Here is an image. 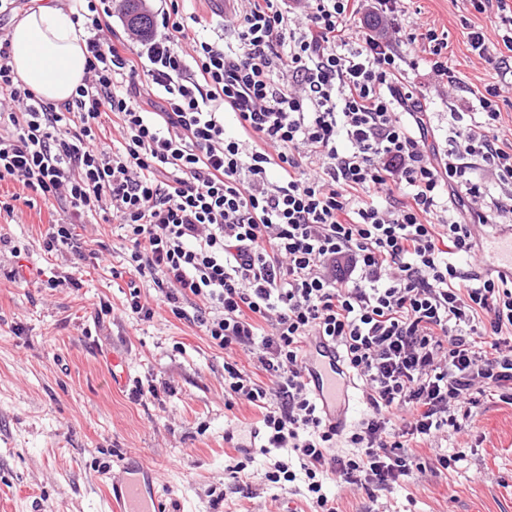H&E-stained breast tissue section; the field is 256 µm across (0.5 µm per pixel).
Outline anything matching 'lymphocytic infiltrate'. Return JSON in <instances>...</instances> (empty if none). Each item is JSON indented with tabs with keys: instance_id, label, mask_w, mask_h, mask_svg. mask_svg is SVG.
<instances>
[{
	"instance_id": "obj_1",
	"label": "lymphocytic infiltrate",
	"mask_w": 512,
	"mask_h": 512,
	"mask_svg": "<svg viewBox=\"0 0 512 512\" xmlns=\"http://www.w3.org/2000/svg\"><path fill=\"white\" fill-rule=\"evenodd\" d=\"M73 2L87 68L63 103L16 81L0 33V182L67 205L45 250L77 252L74 225L111 216L130 274L150 276L216 346L255 354L268 386L228 362L224 392L262 408L265 448L298 459L275 461L269 480L304 476L317 512H336L327 480L410 479V442L456 427L474 391L512 383V277L452 261L475 252L478 228L512 232V203L487 208L491 188L468 164L512 181L502 83L474 92L443 154L406 73L424 63L454 89L463 81L443 56L447 33L422 29L404 0H234L232 47L190 26L178 0L141 42L114 39L112 0ZM359 14L372 33L354 31ZM419 39L423 58L409 57L403 42ZM109 114L119 138L101 131ZM320 340L372 409L349 456L304 378Z\"/></svg>"
}]
</instances>
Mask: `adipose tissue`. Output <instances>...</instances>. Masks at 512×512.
Returning a JSON list of instances; mask_svg holds the SVG:
<instances>
[{
    "label": "adipose tissue",
    "instance_id": "ef3b65f1",
    "mask_svg": "<svg viewBox=\"0 0 512 512\" xmlns=\"http://www.w3.org/2000/svg\"><path fill=\"white\" fill-rule=\"evenodd\" d=\"M11 58L18 78L45 101L69 99L86 65L71 6L64 0H33L14 20Z\"/></svg>",
    "mask_w": 512,
    "mask_h": 512
}]
</instances>
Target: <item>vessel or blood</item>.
Here are the masks:
<instances>
[{
	"mask_svg": "<svg viewBox=\"0 0 512 512\" xmlns=\"http://www.w3.org/2000/svg\"><path fill=\"white\" fill-rule=\"evenodd\" d=\"M484 268L512 274V236L489 234L483 250ZM307 378L323 403L327 418L344 427L349 413L351 384L339 354L328 343H314L307 364ZM122 480L113 482L110 502L115 512H168L165 497L157 490L155 470L131 460L122 466Z\"/></svg>",
	"mask_w": 512,
	"mask_h": 512,
	"instance_id": "obj_1",
	"label": "vessel or blood"
}]
</instances>
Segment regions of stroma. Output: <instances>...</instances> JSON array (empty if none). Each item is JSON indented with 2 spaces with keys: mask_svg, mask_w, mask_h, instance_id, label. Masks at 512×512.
Instances as JSON below:
<instances>
[{
  "mask_svg": "<svg viewBox=\"0 0 512 512\" xmlns=\"http://www.w3.org/2000/svg\"><path fill=\"white\" fill-rule=\"evenodd\" d=\"M405 7L447 31L456 76L479 89L496 81L468 39L482 32L488 54L498 55L493 11L477 12L470 0H406ZM409 81L427 104L434 146L452 149L472 95L442 93L422 69L410 71ZM58 209L18 182H0V512H106V479L132 456L155 469L169 512H286L291 505L313 512L303 480L266 478L287 450L247 460L239 453L261 412L225 395L224 364L236 362L265 383L252 354L214 345L161 304L148 279L141 301L154 317L131 315L116 224L77 225L81 256L45 252ZM19 263L33 270L29 282L10 278ZM104 303L111 307L105 315ZM116 364L127 373L125 385L112 383ZM139 383L155 386L157 396L133 399ZM502 394L488 389L443 443L442 453L459 457L448 471L432 472L435 451L414 445L422 468L411 480L388 488L329 482L337 512H512V404ZM240 460L247 463L241 481L227 472Z\"/></svg>",
  "mask_w": 512,
  "mask_h": 512,
  "instance_id": "obj_1",
  "label": "stroma"
}]
</instances>
